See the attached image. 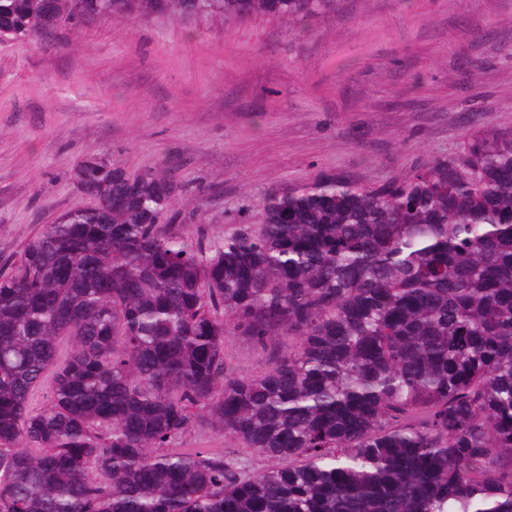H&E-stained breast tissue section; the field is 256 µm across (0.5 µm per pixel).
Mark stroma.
Returning a JSON list of instances; mask_svg holds the SVG:
<instances>
[{
  "instance_id": "stroma-1",
  "label": "stroma",
  "mask_w": 512,
  "mask_h": 512,
  "mask_svg": "<svg viewBox=\"0 0 512 512\" xmlns=\"http://www.w3.org/2000/svg\"><path fill=\"white\" fill-rule=\"evenodd\" d=\"M512 130V0H338L265 17L110 18L0 39V272L78 205L75 168L170 167L191 245L262 221L260 199L345 173L365 186ZM242 376L266 350L224 339Z\"/></svg>"
}]
</instances>
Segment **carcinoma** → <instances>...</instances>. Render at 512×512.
Returning <instances> with one entry per match:
<instances>
[{"label":"carcinoma","instance_id":"carcinoma-1","mask_svg":"<svg viewBox=\"0 0 512 512\" xmlns=\"http://www.w3.org/2000/svg\"><path fill=\"white\" fill-rule=\"evenodd\" d=\"M335 6L0 0V38ZM75 181L93 204L0 274V512H512V131L378 187L272 186L263 223L195 245L167 168ZM228 335L270 350L263 374ZM196 423L280 465L166 448ZM224 351L227 362L241 376H258L268 366L269 351L255 347L239 336H226Z\"/></svg>","mask_w":512,"mask_h":512}]
</instances>
